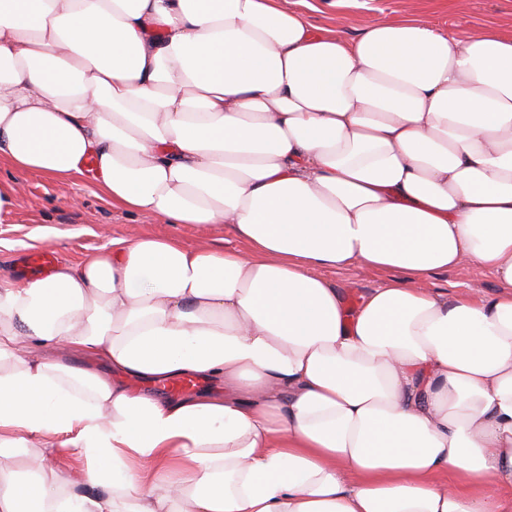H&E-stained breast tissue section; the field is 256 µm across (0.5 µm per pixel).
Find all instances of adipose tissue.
Returning a JSON list of instances; mask_svg holds the SVG:
<instances>
[{"mask_svg":"<svg viewBox=\"0 0 512 512\" xmlns=\"http://www.w3.org/2000/svg\"><path fill=\"white\" fill-rule=\"evenodd\" d=\"M1 161L237 243L0 276V512H512V35L0 0ZM469 262L497 293L418 286ZM328 278L336 282L346 292V298L350 305H353L359 294L368 288H374L388 278L391 272L367 271L358 265H351L345 268L328 271Z\"/></svg>","mask_w":512,"mask_h":512,"instance_id":"1","label":"adipose tissue"}]
</instances>
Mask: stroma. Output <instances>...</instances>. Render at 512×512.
I'll use <instances>...</instances> for the list:
<instances>
[{"instance_id": "stroma-1", "label": "stroma", "mask_w": 512, "mask_h": 512, "mask_svg": "<svg viewBox=\"0 0 512 512\" xmlns=\"http://www.w3.org/2000/svg\"><path fill=\"white\" fill-rule=\"evenodd\" d=\"M346 13L349 21L340 30L348 39L358 38L376 25L409 21L424 23L444 34H463L492 26L512 35V0H358L357 6L347 8ZM14 178L21 179L24 189L11 211L0 217V239L15 244L14 249L0 250L1 275L35 277V269L27 264L31 255L50 250L58 261L77 262L112 237L134 241L144 236L175 235L189 246H220L232 237L231 231L221 224L196 227L174 226L160 219L144 222L114 208L93 181L65 184L35 173L20 177L9 165L1 164L0 181ZM41 226L62 231V238L47 244L30 241V233ZM423 285L428 289L445 288L484 296L499 289L493 275L475 263L438 272L427 277Z\"/></svg>"}]
</instances>
